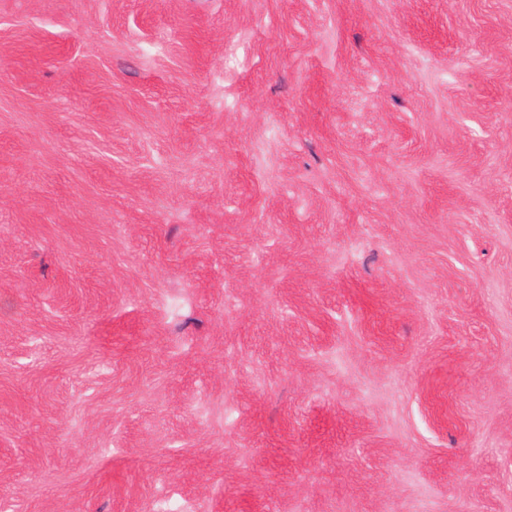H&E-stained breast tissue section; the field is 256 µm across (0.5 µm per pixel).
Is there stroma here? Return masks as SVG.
Masks as SVG:
<instances>
[{
  "label": "stroma",
  "mask_w": 512,
  "mask_h": 512,
  "mask_svg": "<svg viewBox=\"0 0 512 512\" xmlns=\"http://www.w3.org/2000/svg\"><path fill=\"white\" fill-rule=\"evenodd\" d=\"M512 512V0H0V512Z\"/></svg>",
  "instance_id": "1"
}]
</instances>
